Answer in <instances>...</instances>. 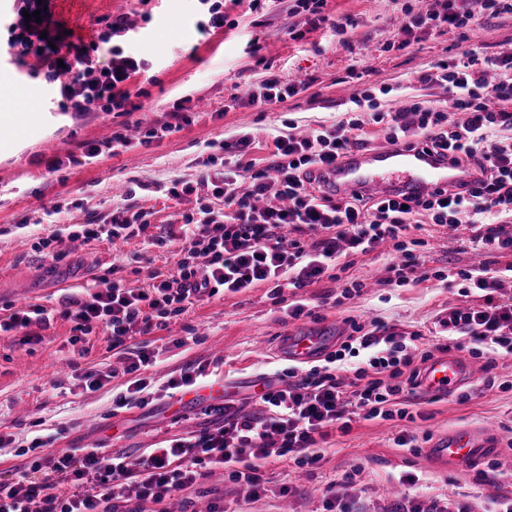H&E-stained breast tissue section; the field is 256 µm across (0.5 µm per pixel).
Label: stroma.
Wrapping results in <instances>:
<instances>
[{
	"label": "stroma",
	"instance_id": "1",
	"mask_svg": "<svg viewBox=\"0 0 512 512\" xmlns=\"http://www.w3.org/2000/svg\"><path fill=\"white\" fill-rule=\"evenodd\" d=\"M406 2L325 0L329 25L295 40L288 34L294 0H262L257 8L250 0H223L229 25L209 35L196 29L205 18L199 0H52L54 21L86 42L103 30L107 18L126 15L134 32L117 43H133L147 70L134 80L139 92L136 112L123 116L96 109L80 116L62 108L55 85L32 78L37 58H18L16 51L0 44V66L10 65L16 75L0 86V95L25 93L31 113L16 136L0 142V307L60 305L67 297L94 291L115 264L129 287H149L152 271L174 268L181 257L180 243L160 248L154 237L165 225L181 224L183 214L196 207L195 196L171 199L168 188L176 182L197 184L204 162L220 155L221 144L240 133L255 139L243 165L260 168L267 164L276 136L345 119L349 70L362 71L363 83L384 89L382 104L410 96L447 106L446 97L420 87L415 77L430 62L447 56L456 35L448 32L393 50V43L402 38L396 19ZM345 17L352 19V27L336 33L332 21ZM268 71L286 82L311 76L316 83L278 107L246 104L225 109L235 86L258 83ZM185 99L190 111L180 130L60 172L47 171V159L66 156L80 143L109 140L127 122L156 125ZM128 192L135 205L151 213L137 241L115 245L92 240L58 255L34 252L36 238L54 230L43 221L46 207L76 205L104 214ZM23 220L28 228H20ZM410 235L423 240L421 253L433 278L400 287L388 284L394 251L386 242L356 258L347 274L362 281L364 288L339 306L331 299L337 284L327 279L297 290V299L305 301L310 312L296 319L289 317L286 305L272 299L266 284L217 295L167 329L149 334L158 354L150 376L161 386L181 368L207 363L240 413L256 414L262 406L252 383L261 376L278 381L288 363L275 357L274 347L289 333L334 324L347 335L351 322L375 321L420 332L429 343H447L440 326L447 308L478 302L459 271L484 264L497 270L507 260L493 251L473 250L465 225L451 232L424 224ZM62 279L72 280V287H59ZM71 328L69 320L55 318L40 329L41 341L35 345L0 334V433L13 437L12 444L0 447V480L26 464L19 450L38 436L55 435L59 448L103 445L136 455L170 437L220 423L219 415L199 408L175 417L171 396L142 409L113 410L112 398L125 385L123 379L108 376L119 362L106 333L96 332L76 346L70 342ZM475 366L479 375L472 383L452 396L423 402L430 418L417 426L418 452L393 442L407 422L357 420L348 434L330 433L319 468L303 473L284 464L268 468V490L261 497H253L218 471L176 498L215 501L224 512H324L332 497L329 485L351 478L353 512H402L416 503L450 497L465 502L470 512H487L498 490L512 492V356L489 355ZM89 369L104 374L102 387H86L83 375ZM467 424L484 426L493 448L468 468L438 463L429 452L432 444L450 428ZM406 472L417 475L415 485L400 484Z\"/></svg>",
	"mask_w": 512,
	"mask_h": 512
}]
</instances>
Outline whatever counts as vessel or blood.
Listing matches in <instances>:
<instances>
[{"mask_svg": "<svg viewBox=\"0 0 512 512\" xmlns=\"http://www.w3.org/2000/svg\"><path fill=\"white\" fill-rule=\"evenodd\" d=\"M467 177V172L455 171L448 160L424 146L399 145L344 153L336 161L333 181L342 196L354 193L381 196L394 188L404 190L409 196H419L440 191ZM333 341V336L324 331L306 332L286 337L279 352L288 361L305 364L321 357ZM471 376L469 359L462 352L451 351L427 364L419 384L430 396H445ZM489 446L484 430L462 427L439 441L433 452L445 461L465 466L476 461Z\"/></svg>", "mask_w": 512, "mask_h": 512, "instance_id": "1", "label": "vessel or blood"}]
</instances>
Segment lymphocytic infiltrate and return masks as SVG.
Returning a JSON list of instances; mask_svg holds the SVG:
<instances>
[{
	"label": "lymphocytic infiltrate",
	"instance_id": "1",
	"mask_svg": "<svg viewBox=\"0 0 512 512\" xmlns=\"http://www.w3.org/2000/svg\"><path fill=\"white\" fill-rule=\"evenodd\" d=\"M458 0H424L423 7L406 5L401 32L407 42L432 33L457 31L461 48L439 60L418 77L419 83L441 88L452 112L423 100L396 107L377 103L371 89H354L348 98L352 116L330 127L304 134L276 137L271 169L241 168L239 159L252 144L250 134L225 142L222 158H208L194 212L185 214L179 230H165L155 239L166 246L183 236L184 256L175 269L154 271L149 289L126 287L123 279L105 280L103 288L85 297H69L60 309L41 304L12 310L0 317V332L24 331V343H39L31 326H47L54 317L70 320L73 330L88 336L107 332L110 347L128 378L116 408L149 405L159 399L142 377L155 360L146 345L133 344L136 335L168 328L193 306L219 292L241 293L261 283L271 284L275 299L288 288L310 286L343 272L352 259L384 241L392 242L396 261L389 284L425 281L429 272L418 251L419 241L408 233L415 218L449 229L480 225L472 239L478 250L512 253V233L503 219L512 218V49L493 56L468 46L477 15L461 10ZM50 0H15L16 19L8 27L7 44L19 55H36L47 82L58 84L64 109L126 112L133 79L146 63L115 45L129 22L113 17L103 33L89 42L74 43L62 34L47 7ZM40 12L41 22L25 16ZM311 80L282 82L276 74L232 95V104L248 102L270 108L307 91ZM369 120H362V113ZM379 127L387 144L424 138L432 152L450 164L472 172L444 193L425 197L376 198L352 194L336 197L326 187L321 169L335 164L347 149L366 147L365 124ZM222 207H215L213 199ZM146 212L125 204L107 216L88 211L83 228L54 234L34 243L44 252L65 242L102 240L111 243L139 237ZM512 264L490 274L479 267L463 278L480 293L477 305L449 308L440 324L449 335L464 337L472 356L482 350L512 355V297L502 292ZM367 351L364 364L344 378L346 359ZM432 351L420 333H403L393 326H352L325 366L282 371L280 384L265 383L257 398L265 411L239 414L232 401L215 411L221 426L188 437L171 438L137 457L115 454L104 447L57 449L52 439L34 438L36 452L14 480L0 481V512H167L168 501L200 478L223 470L228 480L264 494L266 469L281 461L296 468H318L331 430L348 433L353 417L365 420H427L414 390L418 371L414 359L428 361Z\"/></svg>",
	"mask_w": 512,
	"mask_h": 512
}]
</instances>
